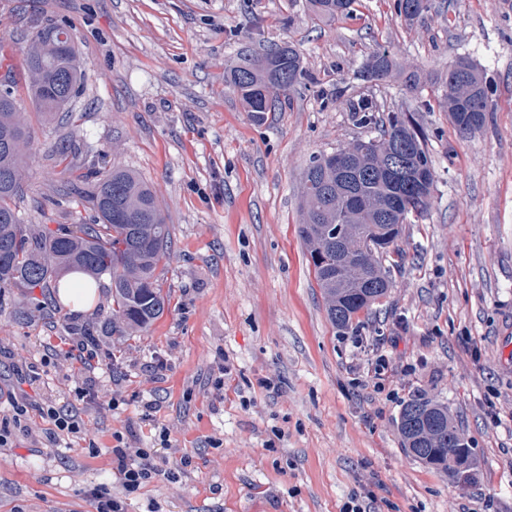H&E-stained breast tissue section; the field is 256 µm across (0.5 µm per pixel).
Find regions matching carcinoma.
<instances>
[{"mask_svg":"<svg viewBox=\"0 0 512 512\" xmlns=\"http://www.w3.org/2000/svg\"><path fill=\"white\" fill-rule=\"evenodd\" d=\"M394 0L397 15L418 21L430 11V0ZM316 15L335 19L351 11L354 0H310ZM71 36L64 24L40 23L28 35L25 85L31 108L45 121L56 119L77 98L85 81V64L76 44L61 52L55 42ZM395 71L414 88L418 75L403 72L387 50L374 52L363 70L367 81ZM306 79L300 54L290 45L276 46L249 67L230 71V83L261 122L266 114ZM441 100L462 136L482 129L495 105L476 66L459 59L442 81ZM358 127L374 132L353 143L345 167L322 153L309 160L303 178V223L298 234L307 249L328 319L342 333H356L358 315L367 312L392 286L389 258L399 255L396 242L402 224L393 215L394 202L421 185L431 195L435 175L426 138L412 119L379 113L373 101L350 105ZM409 149L399 179L385 172L378 154L387 144ZM31 149L27 109L10 89L0 92V288L40 289L31 297L34 309L54 306L52 295L67 284L69 274L87 276L85 288L110 281L111 314L105 329L113 336L145 332L168 308L158 269L171 248L170 225L158 197L135 173L112 167L101 173L90 192L92 215L81 224H59L43 231L25 223L16 202L26 183L25 158ZM405 450L458 481L470 478V447L448 414V407L426 396L401 409L397 421Z\"/></svg>","mask_w":512,"mask_h":512,"instance_id":"cac0c4a2","label":"carcinoma"}]
</instances>
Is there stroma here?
Listing matches in <instances>:
<instances>
[{
    "label": "stroma",
    "instance_id": "35a3bbf8",
    "mask_svg": "<svg viewBox=\"0 0 512 512\" xmlns=\"http://www.w3.org/2000/svg\"><path fill=\"white\" fill-rule=\"evenodd\" d=\"M407 24L393 0L316 16L309 0H0V53L15 73L34 20L71 26L87 63L58 123L30 113L18 207L55 228L91 213L89 172L152 184L171 228L164 315L134 338L103 336L87 375L71 322L103 325L108 282L82 312H37L0 290V512H512V0H431ZM294 46L303 86L253 121L229 68ZM389 49L418 89L361 77ZM465 57L495 110L462 137L440 102ZM412 113L435 171L428 210L404 225L393 286L358 334H341L298 236L311 157L366 138L349 108ZM76 140L80 174L57 148ZM384 357L383 393L370 369ZM271 379L273 390L261 386ZM444 402L468 441V481L406 453L397 428L418 395ZM112 407H105V399ZM72 408L82 432H50L41 410ZM158 473L123 494L118 441Z\"/></svg>",
    "mask_w": 512,
    "mask_h": 512
}]
</instances>
